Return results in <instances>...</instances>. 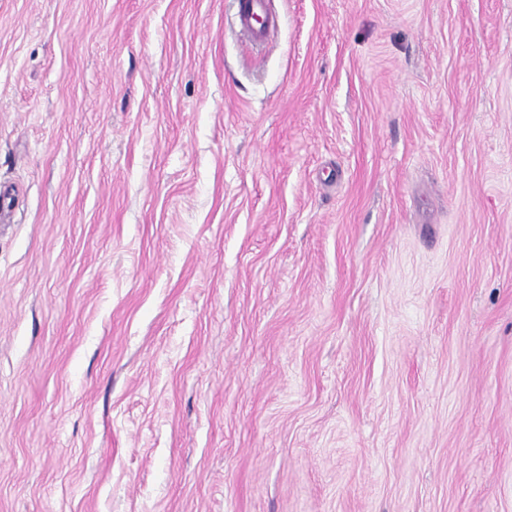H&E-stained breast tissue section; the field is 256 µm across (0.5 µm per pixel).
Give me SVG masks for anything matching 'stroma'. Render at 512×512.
<instances>
[{
	"instance_id": "obj_1",
	"label": "stroma",
	"mask_w": 512,
	"mask_h": 512,
	"mask_svg": "<svg viewBox=\"0 0 512 512\" xmlns=\"http://www.w3.org/2000/svg\"><path fill=\"white\" fill-rule=\"evenodd\" d=\"M0 0V512H512V0ZM267 0H238L237 17L240 35L245 40L254 42L263 41L270 27L275 26V20L268 21L266 27H262L259 20L264 19L267 13Z\"/></svg>"
}]
</instances>
